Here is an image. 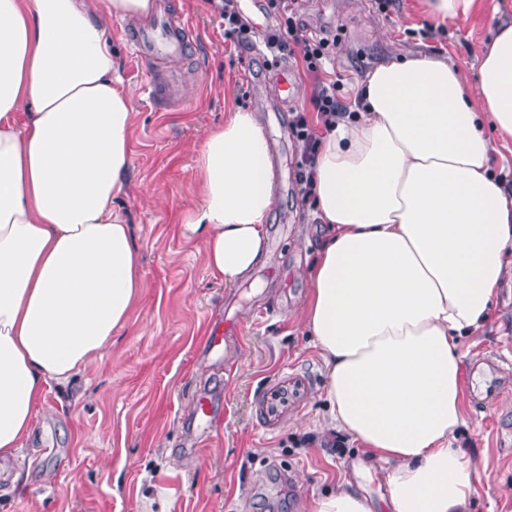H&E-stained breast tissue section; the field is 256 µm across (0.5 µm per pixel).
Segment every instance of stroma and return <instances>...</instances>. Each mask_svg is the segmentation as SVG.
I'll use <instances>...</instances> for the list:
<instances>
[{
  "mask_svg": "<svg viewBox=\"0 0 512 512\" xmlns=\"http://www.w3.org/2000/svg\"><path fill=\"white\" fill-rule=\"evenodd\" d=\"M195 29L191 50L157 63L131 57L127 34L150 16L112 20L108 41L133 92L131 187L114 203L142 252L148 288L101 359L81 373L83 397L51 388L22 459L0 463V512H308L316 495L348 480L375 503L388 493L380 464L350 438L323 440L325 370L299 323L309 287L303 275L320 246L310 201L297 181L290 125L309 107L313 79L300 55H250L279 19L243 16L242 45L224 38L208 0H165ZM424 0H298L296 20L332 41L337 97L351 105L358 84L391 58L425 53L476 76L494 23L512 19V0H478L445 29L422 23ZM288 64L297 94L288 107L253 74ZM158 83L157 94L146 91ZM254 112L275 162V204L264 264L243 285L210 275L200 236L184 221L200 196L196 150L234 108ZM220 320L238 325L214 354L203 343ZM465 362L512 354V264L506 266L484 331L462 345ZM307 372L304 410L277 436L254 427L251 400L282 364ZM207 394L215 424L203 431L194 405ZM459 443L478 476L471 512H512V393L488 405L464 403ZM28 474L14 488L16 471Z\"/></svg>",
  "mask_w": 512,
  "mask_h": 512,
  "instance_id": "obj_1",
  "label": "stroma"
}]
</instances>
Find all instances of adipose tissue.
Returning <instances> with one entry per match:
<instances>
[{"label": "adipose tissue", "mask_w": 512, "mask_h": 512, "mask_svg": "<svg viewBox=\"0 0 512 512\" xmlns=\"http://www.w3.org/2000/svg\"><path fill=\"white\" fill-rule=\"evenodd\" d=\"M153 0H0V460L21 455L47 389L102 358L146 287L113 211L132 163V94L107 40ZM315 161L325 232L302 322L326 371L330 426L387 467L390 512H468L462 341L490 319L512 248V23L476 83L428 55L379 64ZM188 214L225 286L268 253L274 167L254 113H228L197 149ZM350 483L309 512H375Z\"/></svg>", "instance_id": "ef3b65f1"}]
</instances>
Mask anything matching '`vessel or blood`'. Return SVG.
Returning <instances> with one entry per match:
<instances>
[{
	"label": "vessel or blood",
	"mask_w": 512,
	"mask_h": 512,
	"mask_svg": "<svg viewBox=\"0 0 512 512\" xmlns=\"http://www.w3.org/2000/svg\"><path fill=\"white\" fill-rule=\"evenodd\" d=\"M192 41L190 25L166 15L129 35L132 53L139 59L148 55L161 58L181 53ZM312 386L313 381L305 372L288 364L281 366L253 398L257 430L266 435L276 434L288 416L306 404Z\"/></svg>",
	"instance_id": "obj_1"
}]
</instances>
